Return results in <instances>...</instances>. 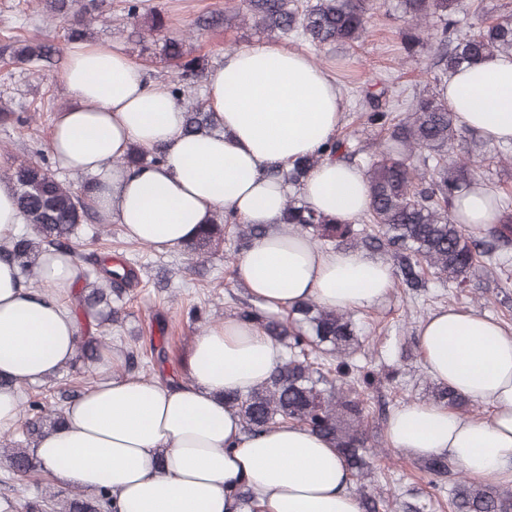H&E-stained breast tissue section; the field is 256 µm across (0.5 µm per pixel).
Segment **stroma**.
<instances>
[{"label": "stroma", "instance_id": "obj_1", "mask_svg": "<svg viewBox=\"0 0 512 512\" xmlns=\"http://www.w3.org/2000/svg\"><path fill=\"white\" fill-rule=\"evenodd\" d=\"M239 0H144L142 17L151 9L161 10L165 36L181 37L185 48L195 56L208 58L218 66L225 52L259 41L251 25L225 29H200L199 15L224 9ZM123 0H105L104 15L89 28L88 43L108 44L123 50L144 71L147 79L167 85L176 68L161 52L160 43L141 44L132 38V20L128 19ZM399 0H371L365 31L359 41L342 46H316L299 38H288L290 48L307 53L335 82L342 97L341 134L359 145L381 149L387 134L368 127L352 96L359 86L374 83L387 88L393 104L403 105L412 93L432 82L436 39H429L418 60L407 59L401 44ZM12 36L21 40L44 37L54 39L61 53H69L64 25L57 18L28 6L27 0H0V40ZM62 65L50 68L18 67L0 57V102L16 112H38L32 129L0 125V174L14 157L39 161L48 151L50 132L58 110L69 95L62 81ZM456 155H470L476 164L474 182L486 185L495 181L499 194L512 203V142L493 143L479 132L466 133L455 148ZM94 225H85L80 237L86 251L109 253L113 262L136 259L137 280L129 286L121 305L126 317L109 325L108 340L119 352H126L133 339H154L165 344L169 358L163 366L142 367L135 377L151 380H176L189 364L196 337L206 325L232 317L254 298L235 277L232 230H225L224 241L217 246L207 264L205 275L195 272L196 260L183 249L160 251L142 248L129 238L121 225H108L106 240L92 242ZM470 310L498 321L512 329V301L503 302L499 289L483 293L451 292L446 280L431 275L418 294H405L399 284H392L385 299L369 309L355 310L351 318L364 343L350 356V363L365 367L381 381L366 389L367 416L363 429L368 438L371 478L353 481L352 489L383 496L385 512H408L419 504L424 512H448L447 490L435 487L433 476L419 470L415 459L390 448L386 437L387 421L379 417V403L389 409L430 400L433 379L423 365L418 328L431 313L442 308ZM102 379L93 365L63 367L55 373L29 382L19 389L21 398H54L65 390L86 392Z\"/></svg>", "mask_w": 512, "mask_h": 512}]
</instances>
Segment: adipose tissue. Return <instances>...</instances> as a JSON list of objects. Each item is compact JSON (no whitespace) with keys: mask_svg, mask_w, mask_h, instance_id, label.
I'll return each mask as SVG.
<instances>
[{"mask_svg":"<svg viewBox=\"0 0 512 512\" xmlns=\"http://www.w3.org/2000/svg\"><path fill=\"white\" fill-rule=\"evenodd\" d=\"M62 80L71 95L50 134L61 166L92 176L89 199L103 223L168 250L193 239L219 210L272 230L254 240L236 277L265 307L307 303L341 311L378 304L394 279L382 260L352 250L323 251L309 237L278 229L287 186L267 178L331 139L341 98L327 73L287 46L260 42L225 54L206 79V100L221 135H186L183 109L120 49L71 51ZM464 128L489 141L512 140V63L497 57L459 72L444 92ZM162 148V163L134 168L119 160L131 144ZM311 208L353 224L370 204L356 167L325 161L301 185ZM452 216L467 229L497 223L485 191L456 199ZM78 275L72 260L49 257L22 288L12 263L0 261V429L18 420L19 385L69 363L77 329L58 295ZM427 371L456 393L492 410L477 421L433 403L396 410L387 426L393 448L413 459L447 455L478 481L512 483V331L458 309L431 314L418 329ZM280 345L251 322L228 319L196 339L192 380L169 385L111 375L116 354L98 368L107 380L70 404L61 426L35 454L64 485L89 494L109 490L116 512H238V487L252 490L261 512H360L352 476L325 438L284 422L244 432L222 398L247 392L280 364Z\"/></svg>","mask_w":512,"mask_h":512,"instance_id":"ef3b65f1","label":"adipose tissue"}]
</instances>
